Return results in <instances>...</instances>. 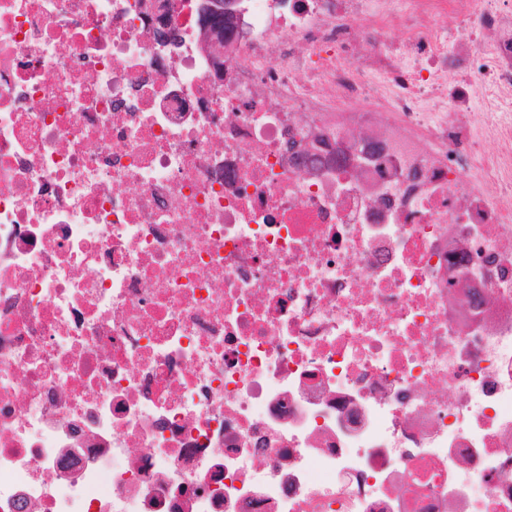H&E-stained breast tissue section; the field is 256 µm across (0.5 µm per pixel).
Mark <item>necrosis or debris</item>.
<instances>
[{"instance_id": "necrosis-or-debris-1", "label": "necrosis or debris", "mask_w": 512, "mask_h": 512, "mask_svg": "<svg viewBox=\"0 0 512 512\" xmlns=\"http://www.w3.org/2000/svg\"><path fill=\"white\" fill-rule=\"evenodd\" d=\"M169 2L0 0V512H512V0ZM224 1L225 0L209 1L212 2L213 8H210L208 11H204L202 15L204 26L209 27V29H212L213 31L220 32L219 37L221 41H224V18L226 14H228L225 13L226 11L224 10V7L227 10H232L237 6V2L235 1L226 2L225 4Z\"/></svg>"}]
</instances>
